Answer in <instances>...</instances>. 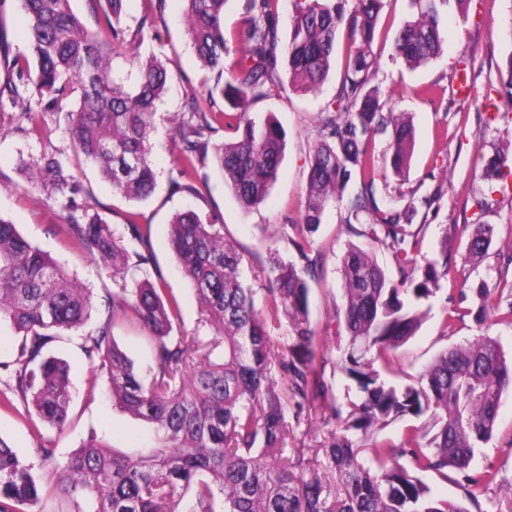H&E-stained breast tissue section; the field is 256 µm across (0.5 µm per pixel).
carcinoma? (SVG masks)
Returning <instances> with one entry per match:
<instances>
[{
  "mask_svg": "<svg viewBox=\"0 0 512 512\" xmlns=\"http://www.w3.org/2000/svg\"><path fill=\"white\" fill-rule=\"evenodd\" d=\"M27 16L25 50L10 53L0 29V55L17 82L11 99L26 93L34 105L23 112L26 133L43 136L48 113L65 114L76 154L97 168L112 193L140 202L155 191L153 115L168 90L169 74L154 57L133 58L116 76L115 55L125 47L121 25L125 0H88L101 12L111 38L90 33L74 13L72 0H19ZM186 32L213 83L191 90L190 117L177 128L180 163L170 183L190 193L207 184L208 166L242 208L267 198L285 151V133L268 116L248 115L254 100L289 90L314 92L328 78L336 41L345 32L347 63L334 109L325 110L309 154L303 223L282 231L278 242L294 261L278 256L255 269L224 235V225L194 209L175 213L168 244L182 277L190 284L213 336L174 331L181 310L175 296L148 275L154 262L150 229L129 222L119 234L97 208L78 200L82 189L67 166L54 157L28 164L31 178L60 203L64 231L76 246L112 269L115 288L104 298L103 317L86 329L95 308L91 292L64 265L33 245L0 217V343L12 358L0 362L9 380L0 407L35 412L56 436L65 434L75 387L67 362L53 354L54 343L82 337L91 368L109 379L112 405L143 422L149 435L119 450L108 439L90 436L67 459H56L52 440L38 454L47 473L0 438V512H23L53 495L65 512H470L496 483L498 471L476 469L479 448L493 436L503 395L512 388V359L499 341L482 335L438 353L411 383H387L375 368L419 330L421 303L448 278V236L433 259L416 266L423 225L414 223L418 206L435 197L410 200L402 208L379 201L374 187L375 138L384 135V160L393 173H407L414 125L405 112L383 113L379 89L371 85L377 68L373 52L384 0H292L288 40L281 37L280 0H244L237 36L241 53L224 78V58L232 48L224 34L228 0H183ZM415 17L395 34L393 54L417 68L443 51L441 17L450 0H411ZM233 112L215 110V96ZM234 131L209 141L213 125ZM498 155L482 171L487 181L505 177ZM345 204L346 231L381 246L393 256L396 275L373 253L348 245L341 261L344 299L334 326L345 333L343 369L357 387L349 403L346 434H330L312 448H290L288 411L324 408L338 419L341 410L326 402V359L316 352L309 320V280L321 270L312 234L326 209ZM493 227L476 225L466 243V259L476 263L493 241ZM477 322L487 318L512 326V285L477 288ZM132 317L149 342V380L119 347L113 328ZM289 320L292 344L271 356V327ZM411 416L398 443L372 438L375 431ZM409 461L408 468L403 461ZM463 484L459 500L431 495L423 475Z\"/></svg>",
  "mask_w": 512,
  "mask_h": 512,
  "instance_id": "carcinoma-1",
  "label": "carcinoma"
}]
</instances>
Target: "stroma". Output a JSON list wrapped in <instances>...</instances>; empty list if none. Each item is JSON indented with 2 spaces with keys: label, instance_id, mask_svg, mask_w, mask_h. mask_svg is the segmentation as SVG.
Segmentation results:
<instances>
[{
  "label": "stroma",
  "instance_id": "obj_1",
  "mask_svg": "<svg viewBox=\"0 0 512 512\" xmlns=\"http://www.w3.org/2000/svg\"><path fill=\"white\" fill-rule=\"evenodd\" d=\"M182 0H126L123 25L139 28L143 16L154 20L145 28L137 51L123 49L114 57L115 72H123L131 54L153 55L166 66L170 89L154 116L153 155L158 184L145 202L130 203L112 194L95 168L77 160L64 120L48 117L42 139L23 131L25 102L0 101V216L16 224L34 245L62 262L95 296L112 288V272L78 251L59 230L62 212L40 186L28 178L25 163L53 156L65 162L77 181L89 189L93 203L108 223L125 224L127 219L150 226L156 264L152 278L165 281L180 303L183 327L209 335L195 295L178 271L177 261L166 243L167 226L177 211L190 207L217 217L225 234L254 265L268 264L277 245L275 232L301 223L308 175L307 157L317 137L324 109L332 102L344 70L348 42L339 37L336 58L320 91L314 94L289 92L281 98L263 99L249 109L252 118L274 115L286 132V147L277 179L266 200L243 211L218 174H211L208 188L200 196L173 192L169 186L172 169L180 159V141L175 129L188 111L184 86L200 87L202 69L183 25ZM412 14L409 0H385L377 26L373 50L378 68L373 78L385 110L407 112L413 118L416 138L408 180L400 181L389 165L378 164L375 190L387 199L419 187L421 193H438L439 199L425 215L417 216L424 226L418 263H425L440 239L448 241L446 280L429 303L430 311L416 336L401 347L390 367L388 380L404 384L416 379L424 367L446 348L489 334L512 355V326L477 323L466 317L455 330L445 329L443 318L452 308L477 309L474 294L480 285L512 282V100L501 85L499 74L512 55V0H467L464 9L449 7L443 21L445 38L442 55L429 65L411 69L393 56L395 32ZM509 155V176L487 182L481 177L485 162L499 152ZM342 211L332 207L314 234V246L323 254V274L311 282L309 319L328 359L325 379L329 400L346 408L354 397V385L341 366L344 341L328 327L336 305L343 302L341 259L350 240L341 222ZM488 224L494 229L493 243L478 266L464 258L466 227ZM54 353L68 360L76 394L71 404L66 434L55 436L47 425H35L25 414L0 409V438L28 462L38 463L41 438L53 439L57 458H65L90 435L97 434L123 445L145 434L144 425L134 423L112 405L106 377L89 385L91 368L80 350V339L70 336L55 344ZM476 467H493L494 484L482 500L483 512H512V390L504 394L493 440L480 449Z\"/></svg>",
  "mask_w": 512,
  "mask_h": 512
}]
</instances>
